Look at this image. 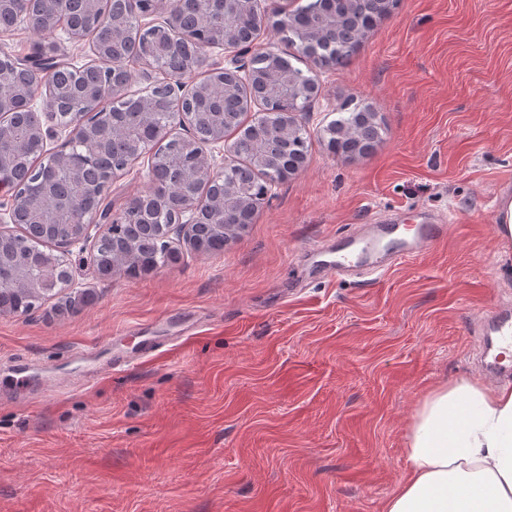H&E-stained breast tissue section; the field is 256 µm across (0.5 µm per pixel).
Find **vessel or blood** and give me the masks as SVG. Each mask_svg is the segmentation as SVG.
<instances>
[{
	"label": "vessel or blood",
	"mask_w": 512,
	"mask_h": 512,
	"mask_svg": "<svg viewBox=\"0 0 512 512\" xmlns=\"http://www.w3.org/2000/svg\"><path fill=\"white\" fill-rule=\"evenodd\" d=\"M448 226L442 218L424 215L410 228L390 218L357 224L330 244L312 248L310 256L321 275L331 278L367 275L388 270L422 256L432 245L446 239ZM481 330L496 333L498 343H512V311L496 309L481 319Z\"/></svg>",
	"instance_id": "b4317fda"
}]
</instances>
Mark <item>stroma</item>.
Returning <instances> with one entry per match:
<instances>
[{
	"mask_svg": "<svg viewBox=\"0 0 512 512\" xmlns=\"http://www.w3.org/2000/svg\"><path fill=\"white\" fill-rule=\"evenodd\" d=\"M296 113L304 167L211 255L100 277L60 317L0 315V512H379L434 388L474 377V321L512 303V0H397ZM373 107L380 139L330 152L327 126ZM135 163L105 198L150 190ZM427 209L448 237L382 275L315 278L304 252Z\"/></svg>",
	"mask_w": 512,
	"mask_h": 512,
	"instance_id": "1",
	"label": "stroma"
}]
</instances>
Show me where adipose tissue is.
I'll return each instance as SVG.
<instances>
[{
  "label": "adipose tissue",
  "instance_id": "ef3b65f1",
  "mask_svg": "<svg viewBox=\"0 0 512 512\" xmlns=\"http://www.w3.org/2000/svg\"><path fill=\"white\" fill-rule=\"evenodd\" d=\"M381 512H512V388L461 378L422 402Z\"/></svg>",
  "mask_w": 512,
  "mask_h": 512
}]
</instances>
